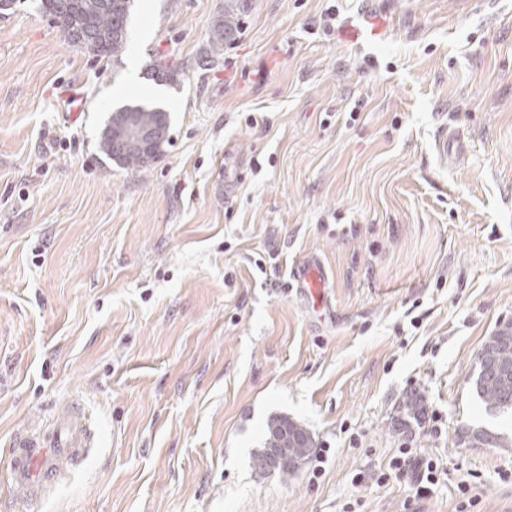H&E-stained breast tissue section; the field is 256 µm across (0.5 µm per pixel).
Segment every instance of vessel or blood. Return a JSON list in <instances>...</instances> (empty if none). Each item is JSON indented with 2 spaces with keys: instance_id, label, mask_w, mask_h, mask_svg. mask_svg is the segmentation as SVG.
Here are the masks:
<instances>
[{
  "instance_id": "1",
  "label": "vessel or blood",
  "mask_w": 512,
  "mask_h": 512,
  "mask_svg": "<svg viewBox=\"0 0 512 512\" xmlns=\"http://www.w3.org/2000/svg\"><path fill=\"white\" fill-rule=\"evenodd\" d=\"M292 285L314 307L327 300L328 275L315 256L298 263L291 271ZM97 446V430L81 404L63 408L48 431L32 438L15 440L9 475L12 485L28 506H35L54 487L59 460H87Z\"/></svg>"
}]
</instances>
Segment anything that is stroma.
Segmentation results:
<instances>
[{
	"label": "stroma",
	"mask_w": 512,
	"mask_h": 512,
	"mask_svg": "<svg viewBox=\"0 0 512 512\" xmlns=\"http://www.w3.org/2000/svg\"><path fill=\"white\" fill-rule=\"evenodd\" d=\"M224 6L133 0L116 64L0 16V512L12 440L72 401L99 447L38 512H512V415L470 387L512 324V0H242L201 68ZM136 104L169 131L133 169L99 134ZM275 414L316 440L297 474L252 466ZM233 6L224 9V15H220L214 21L211 28L210 43L211 51L206 58V63L213 66L217 63L224 52V44L234 40L239 31L240 18ZM292 286L314 307L327 300L328 275L322 261L315 256L298 263L291 271ZM399 423L402 429H409L412 426H419L425 419L426 405L420 394H411L404 397L398 410Z\"/></svg>",
	"instance_id": "1"
}]
</instances>
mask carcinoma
Here are the masks:
<instances>
[{"label":"carcinoma","instance_id":"1","mask_svg":"<svg viewBox=\"0 0 512 512\" xmlns=\"http://www.w3.org/2000/svg\"><path fill=\"white\" fill-rule=\"evenodd\" d=\"M65 2L71 25L76 32L91 39L96 56L117 60L121 56L127 35L131 4L119 0H40L39 9L50 18L58 14L59 2ZM240 18L234 7L224 9L211 28V51L206 63H217L224 52V44L234 40L239 31ZM168 129L167 112L157 107L123 106L112 113L102 129L99 149L111 161L124 167H146L162 153V144L145 142L142 147L131 146L128 137L148 130ZM472 387L487 412H512V325L495 331L483 346ZM399 423L402 429L419 426L425 419L426 405L419 394L404 397L399 405ZM462 439L474 447L498 448L504 438L483 428L467 430ZM286 448L295 467H301L315 448V440L303 425L285 415L275 416L266 423L263 446L255 454L253 467L260 476L272 471L268 449Z\"/></svg>","mask_w":512,"mask_h":512}]
</instances>
